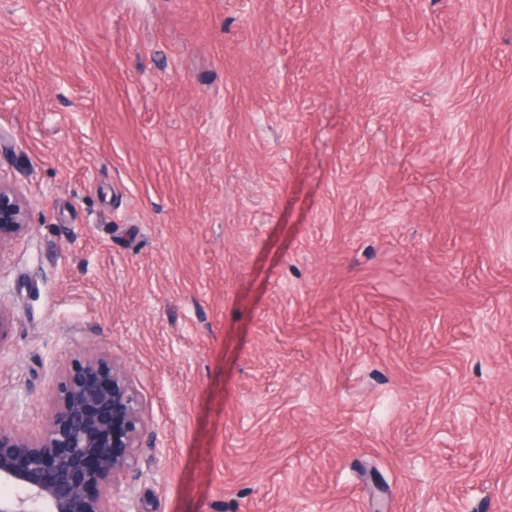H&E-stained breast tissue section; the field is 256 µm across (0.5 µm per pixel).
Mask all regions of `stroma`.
Instances as JSON below:
<instances>
[{
	"mask_svg": "<svg viewBox=\"0 0 512 512\" xmlns=\"http://www.w3.org/2000/svg\"><path fill=\"white\" fill-rule=\"evenodd\" d=\"M0 422L133 371L122 512H512V0H0ZM28 226V201L0 179V258L5 247L25 233Z\"/></svg>",
	"mask_w": 512,
	"mask_h": 512,
	"instance_id": "stroma-1",
	"label": "stroma"
}]
</instances>
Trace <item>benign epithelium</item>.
Wrapping results in <instances>:
<instances>
[{"instance_id": "7a95c632", "label": "benign epithelium", "mask_w": 512, "mask_h": 512, "mask_svg": "<svg viewBox=\"0 0 512 512\" xmlns=\"http://www.w3.org/2000/svg\"><path fill=\"white\" fill-rule=\"evenodd\" d=\"M29 226V203L0 182V253ZM41 432L0 424V512H117L147 424L131 370L103 352L58 370Z\"/></svg>"}]
</instances>
